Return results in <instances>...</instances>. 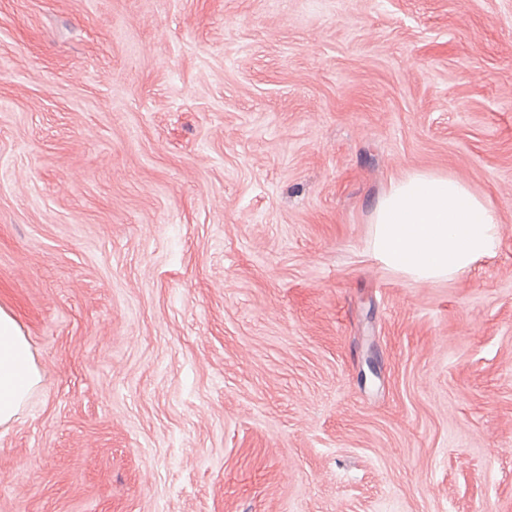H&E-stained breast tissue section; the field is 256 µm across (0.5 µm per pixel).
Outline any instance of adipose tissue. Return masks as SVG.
I'll list each match as a JSON object with an SVG mask.
<instances>
[{
	"mask_svg": "<svg viewBox=\"0 0 512 512\" xmlns=\"http://www.w3.org/2000/svg\"><path fill=\"white\" fill-rule=\"evenodd\" d=\"M371 222L373 252L388 269L421 281L464 274L500 245L497 209L449 174L407 175L378 199ZM40 382L27 337L0 307V426L18 416Z\"/></svg>",
	"mask_w": 512,
	"mask_h": 512,
	"instance_id": "1",
	"label": "adipose tissue"
}]
</instances>
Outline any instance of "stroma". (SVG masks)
Returning a JSON list of instances; mask_svg holds the SVG:
<instances>
[{"label":"stroma","instance_id":"1","mask_svg":"<svg viewBox=\"0 0 512 512\" xmlns=\"http://www.w3.org/2000/svg\"><path fill=\"white\" fill-rule=\"evenodd\" d=\"M418 170L495 256L382 266ZM1 306L0 512H512V0H0ZM372 250L385 266L416 280L451 279L496 254L499 214L452 175L413 172L371 212ZM40 382L27 337L14 314L0 307V426L18 416Z\"/></svg>","mask_w":512,"mask_h":512}]
</instances>
